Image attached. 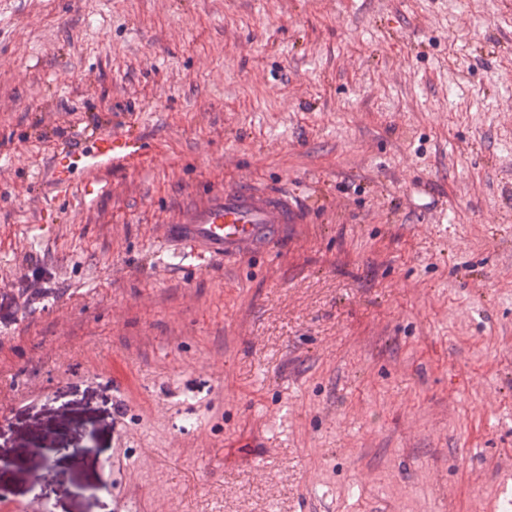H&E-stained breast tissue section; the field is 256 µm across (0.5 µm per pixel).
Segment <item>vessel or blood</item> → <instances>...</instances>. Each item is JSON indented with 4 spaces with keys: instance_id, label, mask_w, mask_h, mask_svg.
Returning <instances> with one entry per match:
<instances>
[{
    "instance_id": "vessel-or-blood-1",
    "label": "vessel or blood",
    "mask_w": 512,
    "mask_h": 512,
    "mask_svg": "<svg viewBox=\"0 0 512 512\" xmlns=\"http://www.w3.org/2000/svg\"><path fill=\"white\" fill-rule=\"evenodd\" d=\"M142 148L138 141L95 134L85 147L58 155L49 185L56 189L76 185L85 195H92L103 189L109 168L120 165L130 150ZM302 220L300 206L288 194L251 185L227 187L185 209L164 230L158 244L164 247L177 241L200 258H246L261 251L281 225Z\"/></svg>"
}]
</instances>
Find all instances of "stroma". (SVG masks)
<instances>
[{"label": "stroma", "mask_w": 512, "mask_h": 512, "mask_svg": "<svg viewBox=\"0 0 512 512\" xmlns=\"http://www.w3.org/2000/svg\"><path fill=\"white\" fill-rule=\"evenodd\" d=\"M102 130L144 153L47 189ZM253 181L305 223L156 247ZM23 277L0 512H512V0H0ZM44 459L64 483L27 482Z\"/></svg>", "instance_id": "1"}]
</instances>
